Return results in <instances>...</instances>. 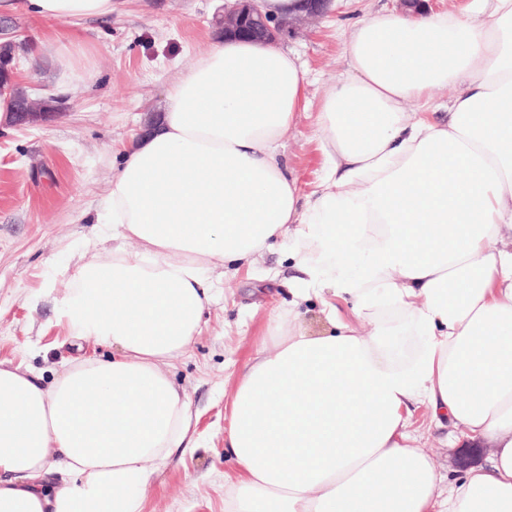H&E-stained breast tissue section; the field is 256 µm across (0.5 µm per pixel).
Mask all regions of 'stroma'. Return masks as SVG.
<instances>
[{
	"mask_svg": "<svg viewBox=\"0 0 512 512\" xmlns=\"http://www.w3.org/2000/svg\"><path fill=\"white\" fill-rule=\"evenodd\" d=\"M224 0H119L111 17L69 27L33 25L20 11L0 25L25 40L18 55L22 87L56 99L53 122L0 128V362L39 376L43 384L78 357L110 348L71 339L55 301L70 284L79 256L95 239L97 218L124 150L169 87L215 43L211 21ZM398 0H334L331 13L283 38L306 76L307 110L281 140V159L303 190L319 184L325 157L313 119L329 85L346 69L341 32ZM67 31L91 60L56 56ZM277 243L226 279L203 316L201 332L169 370L193 413L188 447L174 449L144 492V512H224V474L231 392L266 339L270 315L291 301L297 270ZM413 427L447 482L462 473L457 457L468 442L449 422L435 424L426 407Z\"/></svg>",
	"mask_w": 512,
	"mask_h": 512,
	"instance_id": "obj_1",
	"label": "stroma"
}]
</instances>
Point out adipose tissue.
Instances as JSON below:
<instances>
[{"label":"adipose tissue","instance_id":"1","mask_svg":"<svg viewBox=\"0 0 512 512\" xmlns=\"http://www.w3.org/2000/svg\"><path fill=\"white\" fill-rule=\"evenodd\" d=\"M475 3L479 24L424 10L348 28L308 193L279 161L304 108L288 51L221 39L171 85L112 176L111 249L58 302L112 358L47 386L0 362V512H143L152 468L192 429L166 366L200 332L206 275L279 239L301 275L233 392L224 512H512V0ZM20 5L77 25L115 0ZM448 87V123L408 111ZM327 289L354 318L325 304L329 334L306 335L298 308ZM419 402L494 448L444 496L409 431Z\"/></svg>","mask_w":512,"mask_h":512}]
</instances>
